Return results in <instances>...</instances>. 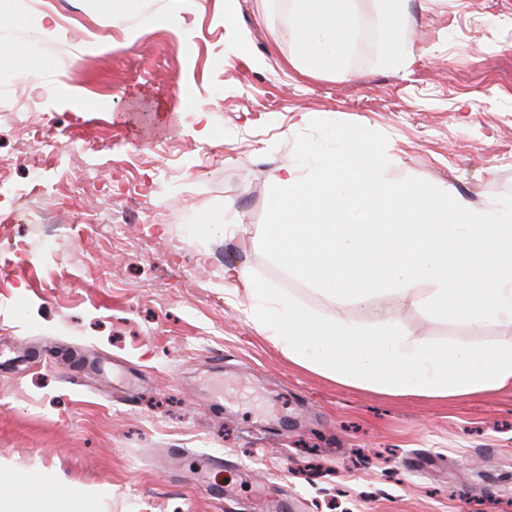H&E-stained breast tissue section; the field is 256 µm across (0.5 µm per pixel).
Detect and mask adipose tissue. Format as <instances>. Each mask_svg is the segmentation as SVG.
<instances>
[{
  "instance_id": "ef3b65f1",
  "label": "adipose tissue",
  "mask_w": 512,
  "mask_h": 512,
  "mask_svg": "<svg viewBox=\"0 0 512 512\" xmlns=\"http://www.w3.org/2000/svg\"><path fill=\"white\" fill-rule=\"evenodd\" d=\"M379 13L389 23V38L384 54L387 67L403 71L411 61L402 49L399 29L409 0H376ZM356 0H291L287 27L279 37L294 41L299 48V63L313 75L345 70L358 30Z\"/></svg>"
}]
</instances>
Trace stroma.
I'll return each instance as SVG.
<instances>
[{"mask_svg": "<svg viewBox=\"0 0 512 512\" xmlns=\"http://www.w3.org/2000/svg\"><path fill=\"white\" fill-rule=\"evenodd\" d=\"M35 0L49 62L27 128L0 116V161L52 131L66 228L15 224L0 246V466L39 483L40 512H512V390L454 399L348 387L299 367L246 315L256 273L320 314L331 306L260 250L271 176L314 119L388 138L386 170L480 207L512 194V0H423L401 26L407 70L383 62L374 0L349 78L312 77L279 0ZM115 195L78 194L88 159ZM128 219L119 229L92 214ZM397 304L435 341L503 338ZM139 379L77 387L82 348ZM221 467L194 481L205 456Z\"/></svg>", "mask_w": 512, "mask_h": 512, "instance_id": "35a3bbf8", "label": "stroma"}]
</instances>
